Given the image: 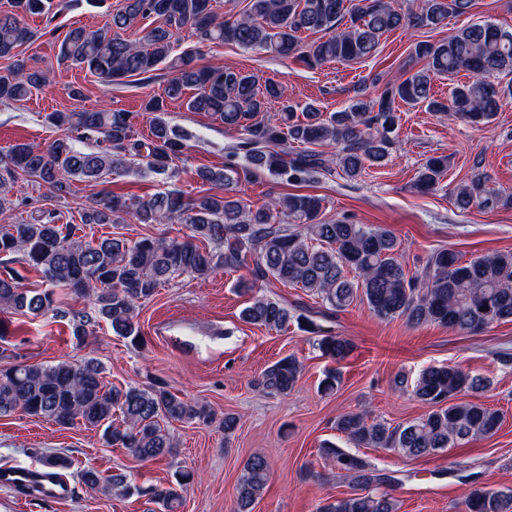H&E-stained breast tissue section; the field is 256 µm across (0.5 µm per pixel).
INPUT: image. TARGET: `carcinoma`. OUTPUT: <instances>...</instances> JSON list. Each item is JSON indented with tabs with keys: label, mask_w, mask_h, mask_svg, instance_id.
I'll return each mask as SVG.
<instances>
[{
	"label": "carcinoma",
	"mask_w": 512,
	"mask_h": 512,
	"mask_svg": "<svg viewBox=\"0 0 512 512\" xmlns=\"http://www.w3.org/2000/svg\"><path fill=\"white\" fill-rule=\"evenodd\" d=\"M471 0H421L404 9L399 0H247L236 18L221 20L213 0H122L109 12L104 27L49 30L58 44L57 62L87 70L104 82L151 77L158 66L169 71L161 95H148L141 112L148 115L151 138L133 131L134 115L123 110L51 112L48 125L60 134L44 146L26 142L0 151V309L25 315L50 311L71 325L83 339L106 323L112 333L133 346L143 344L137 322L140 306L176 277L207 279L219 269L249 270L242 292L249 295L240 312L243 321L268 332H280L294 320L316 335L322 355L334 362L348 357L352 343L343 336L293 316L279 302L256 291L275 280L301 288L339 312L360 300L379 318H404L411 326L440 325L460 335L479 334L493 325L512 322V252H494L471 260L453 249L431 253L424 266L410 275L395 235L379 225L353 224L346 219L321 218L322 199L288 194L255 207L236 197L241 179L265 170L288 184H306L336 165L350 180L368 167H382L398 143L400 107L424 104L449 120L471 124L492 120L503 98L512 96V81L500 86L487 80L493 73H512V31L484 21L467 26L436 43L419 42L414 56L423 62L406 77L384 84L377 96H356L344 109L324 113L308 104L301 112L285 102L280 117H264L267 104L284 97L283 84L232 66L198 64L200 47L230 41L246 50L295 57L310 67L330 62H356L374 56L383 35L405 27L436 29L449 13H462ZM51 0H0V102H18L50 83L49 72L27 65L21 47L39 38L26 22L29 15L50 10ZM158 20L143 43L126 38L145 19ZM344 29H339L341 24ZM193 31L198 47L173 53L176 36ZM322 37L305 44L301 34ZM461 71L473 75L455 83ZM452 81L448 96L434 97L433 82ZM181 100L190 112H207L238 134L227 152L224 168L203 169L198 176L220 189L194 198L167 186L145 200L130 203L106 187V177L130 171L164 179L176 177L177 161L187 135L162 114L166 101ZM334 149L332 157L317 150ZM449 159L430 157L414 186L437 189ZM46 187L50 198L71 195L77 182L102 186L93 202L82 208L80 223H61L56 208L44 207L29 221L11 223L20 202L14 185L20 181ZM454 206L488 210L512 208V191L495 189L476 173L453 194ZM181 224L180 238L167 236L99 237L87 240L90 224ZM21 264L39 271L48 287H23ZM69 289L86 298L82 309L55 305V289ZM302 366L284 357L255 379L259 390L283 396L297 387ZM488 378L456 365L430 366L413 382L405 377L396 389L430 407L414 420L391 424L370 419L365 409L336 418V431L357 447L394 450L411 458L435 455L489 437L502 422V413L483 402L462 396L488 390ZM20 411L48 418L63 427L82 424L100 428L105 441L128 450L140 461L173 454L172 421L209 425L215 413L205 404L170 391L159 380L125 388L109 387L104 368L90 358L52 364L20 361L0 368V416ZM324 461L349 479L354 492L321 502L315 512H398L391 492L392 477L368 460L326 442ZM270 469L262 455L250 457L238 483L236 512H251L262 498ZM193 475L178 470L174 480L143 488L124 473L101 477L91 468L82 482L104 495L147 496L162 509L175 512L181 491ZM459 512H512V488L474 487L459 503Z\"/></svg>",
	"instance_id": "carcinoma-1"
}]
</instances>
